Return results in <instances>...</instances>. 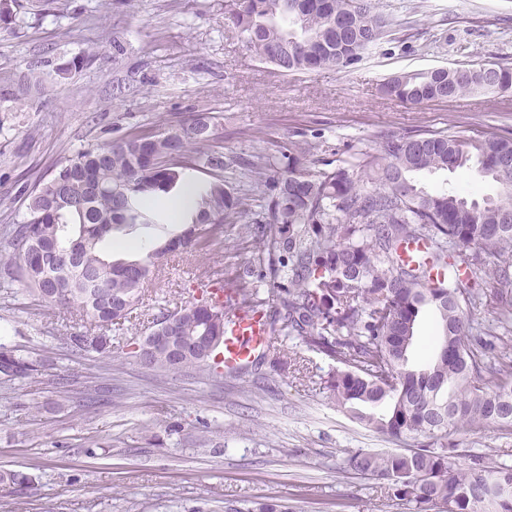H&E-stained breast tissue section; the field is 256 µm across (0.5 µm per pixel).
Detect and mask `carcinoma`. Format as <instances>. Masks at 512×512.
Returning <instances> with one entry per match:
<instances>
[{"label":"carcinoma","instance_id":"obj_1","mask_svg":"<svg viewBox=\"0 0 512 512\" xmlns=\"http://www.w3.org/2000/svg\"><path fill=\"white\" fill-rule=\"evenodd\" d=\"M231 0V18L247 46L281 72L346 67L381 44L388 24L371 0ZM19 0H0V30L15 18ZM385 92L421 105L467 93L512 92V67L471 62L387 80ZM307 150L278 157L239 156L259 192L255 223L272 224L263 242L275 305L243 283L224 288L225 304L201 298L174 311L179 336H219L205 358L186 349L174 357L145 339L146 366L157 373L202 371L224 377L217 355L230 310L266 313L273 336L295 340L334 363L323 389L336 407L403 450L358 448L343 472L365 476L407 512H512V464L448 445L470 428L512 430V353L498 349L490 327H476L471 309L494 287L512 288V138L460 136L447 130L390 134L377 152L310 170ZM174 156L185 164L171 163ZM476 163L499 185L497 197L474 198L472 188L428 190L413 174L454 172ZM223 147L213 117L192 114L162 130L79 152L41 179L28 196L26 220L13 230V253L0 257L46 305L63 309L82 327L64 337L85 351L112 348L142 303L155 260L204 249L223 225L245 217V197L224 180ZM209 180L190 217L148 214L142 201L186 183V172ZM182 224L180 233L139 259L112 260L103 244L139 224ZM431 246L432 265L448 270L433 281L428 267L403 259L411 240ZM494 261L485 267L478 251ZM435 317L426 341L428 361L416 366L420 314ZM36 364L0 343V397ZM35 482L29 472L0 470V489ZM225 512H288L271 499L242 500Z\"/></svg>","mask_w":512,"mask_h":512}]
</instances>
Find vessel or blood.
I'll return each mask as SVG.
<instances>
[{"mask_svg": "<svg viewBox=\"0 0 512 512\" xmlns=\"http://www.w3.org/2000/svg\"><path fill=\"white\" fill-rule=\"evenodd\" d=\"M271 341L268 327L259 314L235 312L231 314L224 332V347L220 361L228 372L240 371L259 354L267 350Z\"/></svg>", "mask_w": 512, "mask_h": 512, "instance_id": "vessel-or-blood-1", "label": "vessel or blood"}]
</instances>
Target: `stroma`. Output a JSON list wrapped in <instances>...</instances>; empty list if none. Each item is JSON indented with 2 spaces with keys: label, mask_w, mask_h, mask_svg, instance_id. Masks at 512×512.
Listing matches in <instances>:
<instances>
[{
  "label": "stroma",
  "mask_w": 512,
  "mask_h": 512,
  "mask_svg": "<svg viewBox=\"0 0 512 512\" xmlns=\"http://www.w3.org/2000/svg\"><path fill=\"white\" fill-rule=\"evenodd\" d=\"M393 36L341 68L284 74L259 60L228 17L229 0H40L0 31V254L12 251L37 180L78 151L154 132L197 112L215 116L224 154H281L297 142L312 169L384 134L446 129L512 134V92L412 105L387 95L392 75L471 61L512 64V0H373ZM73 63L68 79L57 77ZM36 69L42 90L29 89ZM177 225L106 241L140 257ZM219 246L158 260L142 305L109 356L63 341L68 314L0 273V337L39 360L0 398V470L38 468L35 486L0 497V512H224L226 502L276 497L292 512H404L372 481L341 470L347 453L390 440L327 399L332 366L275 338L274 358L237 377L158 374L127 358L152 318L197 299L214 273L254 277L261 238L225 225ZM101 446L87 453V438ZM462 448L512 458V432L454 435Z\"/></svg>",
  "instance_id": "stroma-1"
}]
</instances>
